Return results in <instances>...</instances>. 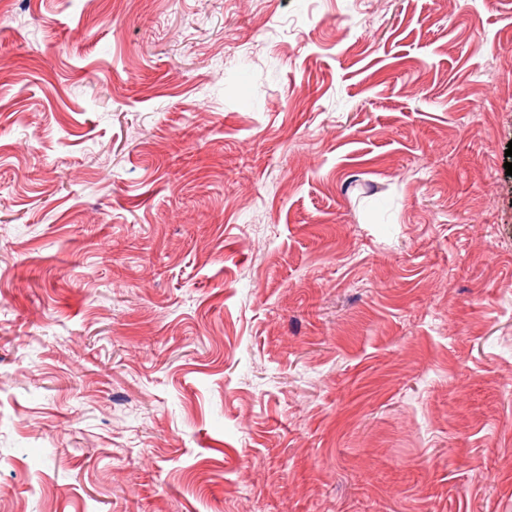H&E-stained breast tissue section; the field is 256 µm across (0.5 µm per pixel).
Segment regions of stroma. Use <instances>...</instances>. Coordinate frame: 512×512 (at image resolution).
Masks as SVG:
<instances>
[{"label":"stroma","mask_w":512,"mask_h":512,"mask_svg":"<svg viewBox=\"0 0 512 512\" xmlns=\"http://www.w3.org/2000/svg\"><path fill=\"white\" fill-rule=\"evenodd\" d=\"M512 0H0V512H512Z\"/></svg>","instance_id":"stroma-1"}]
</instances>
